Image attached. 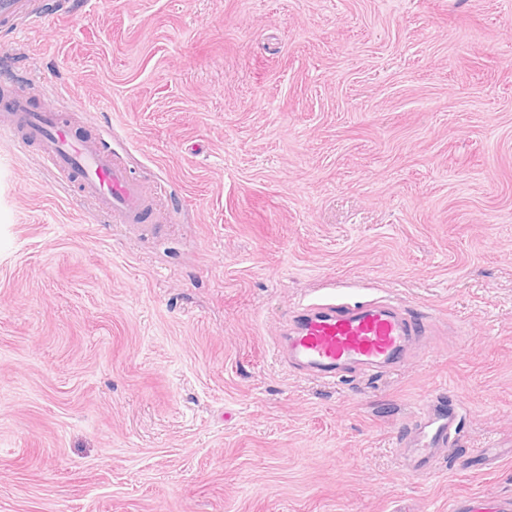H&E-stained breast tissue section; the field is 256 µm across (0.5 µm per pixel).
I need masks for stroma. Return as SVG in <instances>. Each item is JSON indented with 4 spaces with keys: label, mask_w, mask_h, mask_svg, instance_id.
<instances>
[{
    "label": "stroma",
    "mask_w": 512,
    "mask_h": 512,
    "mask_svg": "<svg viewBox=\"0 0 512 512\" xmlns=\"http://www.w3.org/2000/svg\"><path fill=\"white\" fill-rule=\"evenodd\" d=\"M0 64L164 224L0 139V512H451L512 497V0H53ZM338 287L433 314L378 378L274 342ZM459 445L407 471L436 395ZM454 512H511L512 499H493L481 495H471L458 500L453 506Z\"/></svg>",
    "instance_id": "obj_1"
}]
</instances>
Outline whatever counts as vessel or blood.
<instances>
[{
  "mask_svg": "<svg viewBox=\"0 0 512 512\" xmlns=\"http://www.w3.org/2000/svg\"><path fill=\"white\" fill-rule=\"evenodd\" d=\"M32 14L43 20L31 0H0V17ZM19 137L37 147L53 175L76 185L80 195L116 224L146 228L158 222V196L130 176L112 152L103 132L77 130L68 113L44 110L31 97L0 90V136ZM431 315L412 314L388 298L348 302L330 295L301 304L294 324L277 350L287 363L307 375L332 380L349 366L367 377L382 376L404 361L411 346L430 335ZM459 407L433 399L418 420L397 439L405 467L415 473L435 468L441 450L460 432ZM453 512H512V499L471 495L458 500Z\"/></svg>",
  "mask_w": 512,
  "mask_h": 512,
  "instance_id": "b4317fda",
  "label": "vessel or blood"
}]
</instances>
